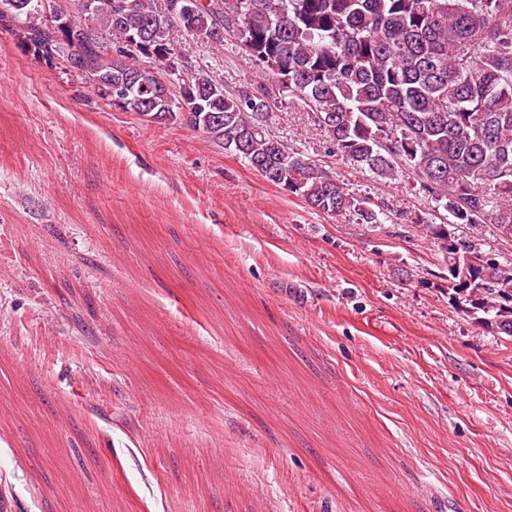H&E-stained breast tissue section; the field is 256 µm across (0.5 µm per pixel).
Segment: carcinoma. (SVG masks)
Segmentation results:
<instances>
[{
	"instance_id": "cac0c4a2",
	"label": "carcinoma",
	"mask_w": 512,
	"mask_h": 512,
	"mask_svg": "<svg viewBox=\"0 0 512 512\" xmlns=\"http://www.w3.org/2000/svg\"><path fill=\"white\" fill-rule=\"evenodd\" d=\"M12 2L18 17L0 13V23L24 51L47 66L65 62L106 104L129 111L132 102L111 94L112 85L148 66L177 74L173 27L211 43L224 42L215 30H228L282 96L315 114L336 153L382 179L411 171L458 224L512 231V0H208L187 20L174 15L175 0H52L68 22L55 31L24 16L18 4L26 0ZM177 84L176 115L154 110L147 121L207 134L314 210L380 223L371 202L338 177L285 145L276 150L267 132L273 104L262 89L227 96L200 70ZM422 229L446 241L450 298L512 337V264L457 244L446 223ZM464 253L481 259L467 280L455 269Z\"/></svg>"
}]
</instances>
